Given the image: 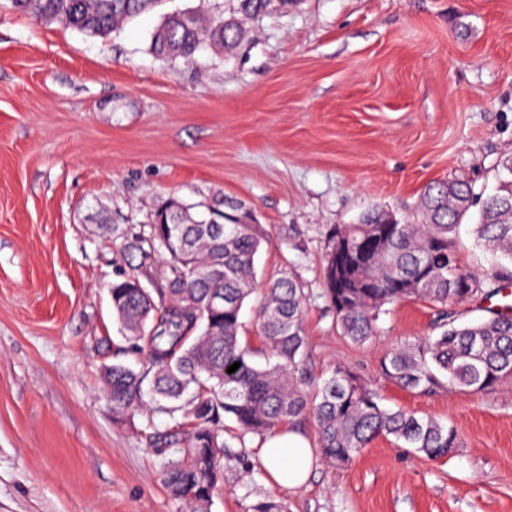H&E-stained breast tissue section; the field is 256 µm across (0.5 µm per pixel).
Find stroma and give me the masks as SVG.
<instances>
[{
    "label": "stroma",
    "mask_w": 512,
    "mask_h": 512,
    "mask_svg": "<svg viewBox=\"0 0 512 512\" xmlns=\"http://www.w3.org/2000/svg\"><path fill=\"white\" fill-rule=\"evenodd\" d=\"M198 3L158 0L92 38L0 0V512H188L146 442L164 417L114 420L103 392L124 344L108 293L124 262L98 224L148 223L171 194L227 196L303 240L265 246L259 280L291 269L317 288L327 225L410 213L436 180L492 187L512 148V0H296L248 21L233 55L155 57L162 18ZM435 317L401 303L356 347L318 300L305 327L316 371L350 366L386 406L454 425L463 448L430 461L380 437L274 491L251 440L225 460L211 512L269 491L288 512H512V378L419 394L381 372Z\"/></svg>",
    "instance_id": "1"
}]
</instances>
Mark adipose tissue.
I'll list each match as a JSON object with an SVG mask.
<instances>
[{
    "label": "adipose tissue",
    "instance_id": "adipose-tissue-1",
    "mask_svg": "<svg viewBox=\"0 0 512 512\" xmlns=\"http://www.w3.org/2000/svg\"><path fill=\"white\" fill-rule=\"evenodd\" d=\"M260 448L270 485L295 488L307 481L315 450L306 434L285 427L263 441Z\"/></svg>",
    "mask_w": 512,
    "mask_h": 512
}]
</instances>
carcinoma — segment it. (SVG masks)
<instances>
[{
    "label": "carcinoma",
    "mask_w": 512,
    "mask_h": 512,
    "mask_svg": "<svg viewBox=\"0 0 512 512\" xmlns=\"http://www.w3.org/2000/svg\"><path fill=\"white\" fill-rule=\"evenodd\" d=\"M158 0H11L12 6L46 22H63L91 37L105 36ZM220 12L188 10L167 14L154 30L150 50L170 61L190 62L206 47L232 53L245 39L244 21L286 12L293 0H231ZM480 204L475 246L489 253L481 271L460 265L456 229ZM221 224H200L191 208L177 210L167 198L151 223L102 224L107 242L121 240L126 268L109 292L126 352L143 369L116 363L102 374L112 415L123 419L143 404L142 383L151 377L152 407L172 425L148 424V445L163 460L161 475L170 493L189 512H210L224 482V418L235 424L231 438L246 451V438L261 440L285 426L315 424L316 457L344 467L378 436H391L428 459L462 447L448 422L382 404L377 390L351 367L339 364L324 377L311 366L305 329L307 308L320 299L332 328L363 346L380 331L381 316L401 302L420 300L438 308L433 334L387 351L383 374L402 389L480 392L512 376V314L493 311L462 322L450 308L492 297L512 286V149L496 163V185L488 195L464 180L428 184L411 215L375 207L356 224L327 228L322 287H306L293 270L259 283L255 257L271 236L248 223L243 204L211 202ZM166 257L160 284L143 291ZM253 295L257 341L243 337L241 312ZM213 300L220 305L211 310ZM235 362L240 367L227 369ZM246 512H287L274 495H264Z\"/></svg>",
    "instance_id": "carcinoma-1"
}]
</instances>
